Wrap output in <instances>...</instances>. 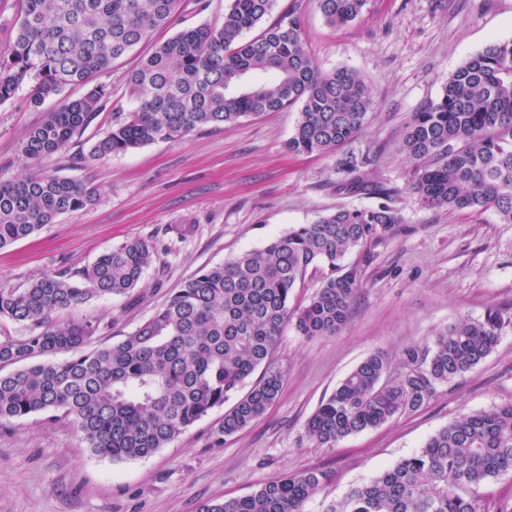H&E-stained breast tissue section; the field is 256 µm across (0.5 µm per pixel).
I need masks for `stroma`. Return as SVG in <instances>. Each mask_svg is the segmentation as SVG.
Listing matches in <instances>:
<instances>
[{"label": "stroma", "mask_w": 512, "mask_h": 512, "mask_svg": "<svg viewBox=\"0 0 512 512\" xmlns=\"http://www.w3.org/2000/svg\"><path fill=\"white\" fill-rule=\"evenodd\" d=\"M181 0L170 26L153 42L202 24H219L227 0ZM296 7L304 41L324 70L349 67L365 78L374 108L354 142L374 159L373 176L397 192L403 216L379 239L350 252L360 272L346 324L330 336L284 328L271 365L284 375L278 400L241 432L221 434L217 408L167 448L114 462L91 454L64 420L32 415L0 424V512H197L211 499L251 494L267 482L303 470L327 471L330 482L303 512H331L352 487L369 482L459 414L512 401V325L494 350L463 376L437 386L418 411L317 446L308 418L364 358L381 351L392 372L400 350L421 344L459 318L488 310L512 312V224L492 212L419 205L409 193L415 166L400 151L413 112L436 99L449 75L493 42L512 41V0H366L360 17L328 25L317 0H277ZM144 43L116 61L100 80L112 104L68 148L40 160L45 171L101 191L100 201L0 249V289L24 287L61 270L76 272L103 251L134 239L156 244L157 261L130 292L94 298L73 319H97L98 344L117 343L152 316L197 270L265 246L336 206L370 207L364 195L340 193L336 157L299 155L287 143L297 108L247 117L174 142H156L104 163L82 161L107 130L113 113L133 107L127 76L152 49ZM29 87L0 104V181L31 165L20 143L43 119Z\"/></svg>", "instance_id": "obj_1"}]
</instances>
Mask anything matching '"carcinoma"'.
I'll use <instances>...</instances> for the list:
<instances>
[{"mask_svg":"<svg viewBox=\"0 0 512 512\" xmlns=\"http://www.w3.org/2000/svg\"><path fill=\"white\" fill-rule=\"evenodd\" d=\"M14 39L0 49V103L26 80L30 105L60 97L20 145L28 159L65 150L105 111L112 89L96 78L166 27L179 0H17ZM276 0H229L219 25L181 31L153 46L127 79L136 106L112 113V125L81 159L107 161L155 142L176 141L208 126L233 124L299 107L288 140L297 154L335 153L360 135L374 102L361 74L322 70L290 8L250 38ZM366 0H318L326 22L356 20ZM69 85L89 86L78 99ZM416 164L410 192L424 206L492 212L512 224V41L493 42L454 70L441 95L413 114L400 147ZM373 158L349 150L336 160L346 194L373 195L370 208L338 206L266 246L199 269L148 320L118 343L90 351L98 320L65 315L95 297L122 295L140 283L158 256L144 239L97 256L73 276L44 274L26 287L0 290V423L46 413L71 422L90 452L113 461L145 458L248 390L224 412L220 432L245 429L273 405L283 376L269 362L284 326L296 318L303 336L336 333L347 321L358 272L342 264L370 238L403 223L392 191L370 177ZM98 188L31 169L0 183V249L25 240L68 212L96 203ZM328 268L309 302L290 307L306 273ZM26 327L21 336L3 322ZM512 324L503 309L462 318L431 343L409 345L406 371L391 373L382 352L363 359L306 423L321 446L419 410L436 387L464 375ZM47 354L58 361L42 362ZM260 378L247 383L259 368ZM512 474V402L465 412L422 449L352 488L332 512H485L469 493ZM330 480L310 469L242 497L213 499L198 512H302Z\"/></svg>","mask_w":512,"mask_h":512,"instance_id":"1","label":"carcinoma"}]
</instances>
